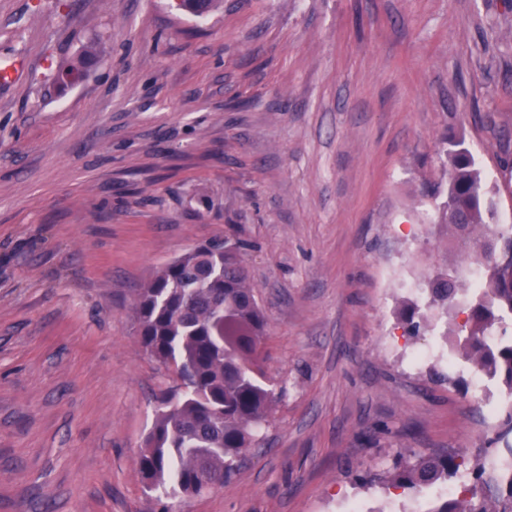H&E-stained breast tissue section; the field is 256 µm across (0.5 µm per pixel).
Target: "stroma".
I'll list each match as a JSON object with an SVG mask.
<instances>
[{"label":"stroma","mask_w":512,"mask_h":512,"mask_svg":"<svg viewBox=\"0 0 512 512\" xmlns=\"http://www.w3.org/2000/svg\"><path fill=\"white\" fill-rule=\"evenodd\" d=\"M1 60L0 512H427L439 488L354 478L487 447L505 388L474 392L465 313L430 305L466 260L427 189L463 141L512 225L502 0H0ZM224 235L247 244L274 396L234 476L165 503L137 458L175 373L134 299Z\"/></svg>","instance_id":"stroma-1"}]
</instances>
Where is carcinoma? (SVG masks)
Here are the masks:
<instances>
[{"instance_id":"carcinoma-1","label":"carcinoma","mask_w":512,"mask_h":512,"mask_svg":"<svg viewBox=\"0 0 512 512\" xmlns=\"http://www.w3.org/2000/svg\"><path fill=\"white\" fill-rule=\"evenodd\" d=\"M182 10L208 13L214 0H182ZM85 51L58 75L81 77L95 61ZM448 187L442 220L468 247L475 229L494 219L495 203L473 154L458 141L446 151ZM244 244L214 238L166 263L135 301L140 341L157 362L179 371L180 390L160 401L155 423L138 456L148 489L169 498L196 496L232 477L256 444L268 417L272 392L261 380L257 353L266 319L248 283ZM481 282L464 347L512 395V338L486 340L496 323L512 320V225L483 236ZM435 301L455 303L460 277L454 269L433 278ZM495 445L473 463L455 454L420 455L398 463L380 477L383 486L431 488L442 480L460 482L461 496H439L428 512H512V410L497 424Z\"/></svg>"}]
</instances>
